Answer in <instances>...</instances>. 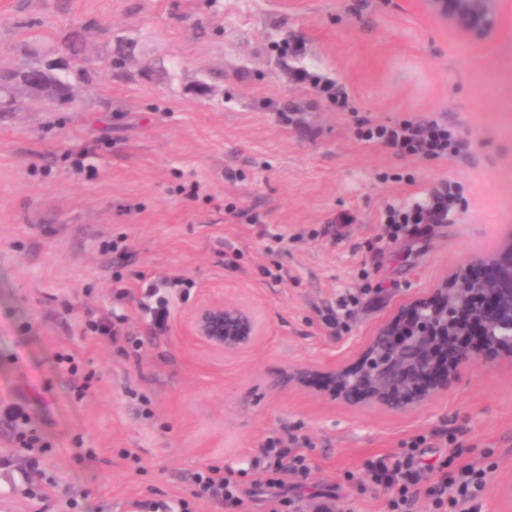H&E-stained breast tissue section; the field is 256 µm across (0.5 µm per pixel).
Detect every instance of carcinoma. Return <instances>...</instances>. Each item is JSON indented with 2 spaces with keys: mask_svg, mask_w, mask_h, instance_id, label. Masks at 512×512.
Here are the masks:
<instances>
[{
  "mask_svg": "<svg viewBox=\"0 0 512 512\" xmlns=\"http://www.w3.org/2000/svg\"><path fill=\"white\" fill-rule=\"evenodd\" d=\"M78 39L71 37L56 49L55 53L62 54L66 61L56 67H50L42 63H27L23 69L29 72L40 73L42 84L38 93L48 96V101L61 105H71L74 99L69 97L73 84L76 81H91L99 77L100 72L90 71L81 66L77 61ZM18 72H8L6 68H0V113L18 112L22 109L23 101L16 94L15 86Z\"/></svg>",
  "mask_w": 512,
  "mask_h": 512,
  "instance_id": "obj_1",
  "label": "carcinoma"
}]
</instances>
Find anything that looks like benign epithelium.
I'll return each instance as SVG.
<instances>
[{"label":"benign epithelium","mask_w":512,"mask_h":512,"mask_svg":"<svg viewBox=\"0 0 512 512\" xmlns=\"http://www.w3.org/2000/svg\"><path fill=\"white\" fill-rule=\"evenodd\" d=\"M428 8L448 22L461 39L481 44L504 24L503 0H426ZM482 265L493 275L477 279L468 270ZM412 318L391 321L371 337L357 365L326 363L322 376L330 381L328 395L348 404L377 405L408 414L437 399L463 372L481 364L512 366V235L500 249L454 270L441 287L410 307ZM477 327L484 349L448 346V364L437 358L444 338L466 336ZM187 339L225 355L251 348L263 335L256 312L240 300L215 289L188 315ZM314 371L294 366L272 382L307 384Z\"/></svg>","instance_id":"7a95c632"}]
</instances>
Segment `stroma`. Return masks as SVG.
<instances>
[{
	"mask_svg": "<svg viewBox=\"0 0 512 512\" xmlns=\"http://www.w3.org/2000/svg\"><path fill=\"white\" fill-rule=\"evenodd\" d=\"M505 12L474 46L422 0H0V65L76 34L101 73L75 83L74 106L30 96L0 115V512H140L158 496L223 512L191 495L209 467L235 472L236 512H269L257 463L291 435L308 473L284 476L288 512H313L318 494L387 512L369 466L415 438L424 467L486 469L482 512H505L512 369L474 367L408 415L271 385L295 365H355L384 323L512 231V0ZM117 57L124 76L104 75ZM298 70L343 86L348 109ZM401 119L446 124L448 157L357 136ZM443 181L460 188L447 223L384 236L386 207L413 210ZM115 240L126 253L106 252ZM142 274L188 282L165 332L137 305ZM217 288L266 327L236 356L183 331ZM112 312L138 351L86 332ZM67 353L78 375L59 368ZM17 412L41 447L18 446Z\"/></svg>",
	"mask_w": 512,
	"mask_h": 512,
	"instance_id": "stroma-1",
	"label": "stroma"
}]
</instances>
